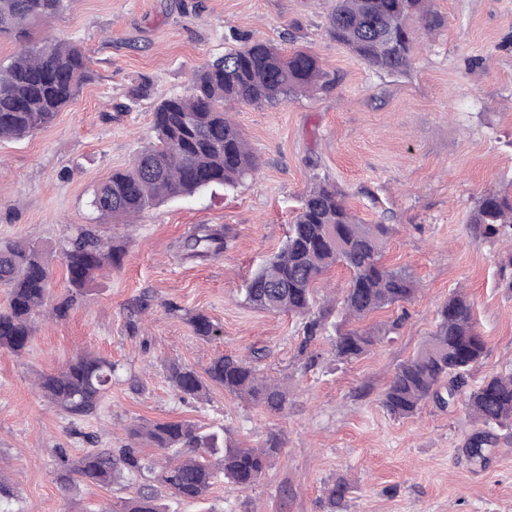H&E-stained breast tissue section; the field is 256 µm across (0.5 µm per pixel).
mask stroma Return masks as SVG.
Masks as SVG:
<instances>
[{"label":"stroma","instance_id":"obj_1","mask_svg":"<svg viewBox=\"0 0 512 512\" xmlns=\"http://www.w3.org/2000/svg\"><path fill=\"white\" fill-rule=\"evenodd\" d=\"M335 0H69L54 36L82 46L94 73L46 127L0 141V240L35 242L51 259L50 289L67 293L61 251L76 228L125 246L62 318H37L28 350L0 348V512H119L149 476L107 487L61 478L59 453L77 461L131 446L132 423L187 421L249 447L277 438L279 453L244 491L216 479L206 500L165 494L168 512H512V429L494 428L485 459L469 454L482 426L462 404L426 402L390 415L379 396L421 348L439 306L456 291L473 303L487 351L468 377L476 388L512 370V291L499 265L512 237H474L468 224L484 191L512 187V0H434L444 19L415 26L409 67L370 68L325 35ZM314 53L329 83L278 103L236 104L234 121L259 157L253 177L174 198L134 224L89 201L150 139L155 106L184 94L193 72L236 48L230 30ZM150 78V97L132 96ZM339 187L366 224H390L384 263L408 272L418 293L373 313L402 319L392 339L362 357L334 353L340 310L306 339L296 317L253 309L247 279L283 245L299 198L316 179ZM197 224L224 226L223 254L185 259ZM202 313L212 339L190 324ZM268 352L262 375L288 389L284 412L209 387L183 397L170 362L204 372L221 355ZM107 358L115 380L91 415L64 414L38 389L80 354ZM349 491L331 503L327 489Z\"/></svg>","mask_w":512,"mask_h":512}]
</instances>
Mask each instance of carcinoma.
Masks as SVG:
<instances>
[{"label": "carcinoma", "instance_id": "carcinoma-1", "mask_svg": "<svg viewBox=\"0 0 512 512\" xmlns=\"http://www.w3.org/2000/svg\"><path fill=\"white\" fill-rule=\"evenodd\" d=\"M68 0H0V34L21 48L0 65V140L22 139L50 124L92 80L87 56L76 43L33 33L61 14ZM432 0H336L326 29L330 40L349 48L372 69L395 73L407 69L412 55L411 21L428 29L441 26ZM242 46L198 70L183 95L161 101L153 112L155 141L139 150L129 165L112 172L93 193L90 205L98 213L133 223L145 211L177 197H188L215 185L234 187L254 174L259 160L228 106L284 101L298 92L327 82L318 58L309 51L283 53L263 41L232 32ZM469 224L477 238L512 237V192L486 191L476 199ZM393 231L390 224H363L348 208L343 193L333 184L315 183L301 197L293 224L282 248L261 266L245 288L250 307L288 313L305 320L307 337L316 336L325 309L312 316L314 286L333 266L343 265L351 280L341 301L344 320L356 327L338 332L336 356L356 359L401 328L396 320L379 328H361L373 312L412 300L417 293L413 278L382 263V251ZM227 248L222 227L198 224L183 242L187 258L216 257ZM124 247L106 243L88 230L67 241L62 251L69 294L52 300L46 251L30 243L0 241V287L7 291V306L0 311V348L15 354L31 341L36 316L48 311L60 318L77 297L86 293L105 266L119 267ZM190 324L196 335L211 338L216 329L198 313ZM486 352V341L475 325L468 296L457 291L437 311L435 330L418 353L402 363L382 391L379 403L399 418L415 414L432 400L441 407L464 397L472 417L487 427H512V372L496 374L479 387L464 392L466 374ZM263 349L248 356L221 355L206 369L211 382L224 392L280 413L288 405L287 389L259 375L256 363ZM114 364L82 354L58 372L41 378L45 396L71 416L93 413L112 387ZM167 379L183 396L205 390L198 373L173 362ZM132 439L166 452L192 448L194 456L161 465H145L136 448L88 453L75 466L62 454L57 465L65 474L77 473L96 485H110L124 474L148 469L157 489L139 491L123 501L121 512H162L158 489L186 500L202 498L223 474L237 490L254 485L279 445L272 438L262 448H244L219 432L202 433L182 421L135 424ZM492 434L470 439L469 452L484 458Z\"/></svg>", "mask_w": 512, "mask_h": 512}]
</instances>
